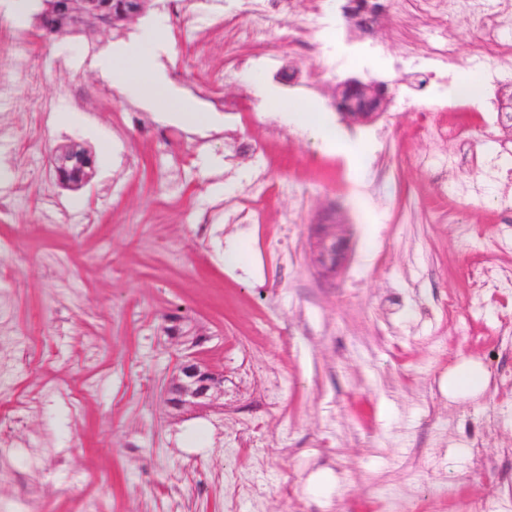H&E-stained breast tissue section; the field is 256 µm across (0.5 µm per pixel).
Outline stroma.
Here are the masks:
<instances>
[{
  "label": "stroma",
  "mask_w": 512,
  "mask_h": 512,
  "mask_svg": "<svg viewBox=\"0 0 512 512\" xmlns=\"http://www.w3.org/2000/svg\"><path fill=\"white\" fill-rule=\"evenodd\" d=\"M345 0H292L277 45L239 0L171 14L144 0L114 27L48 35L45 0H0V512H464L512 497V75L473 64L469 19L432 59L420 0H385L371 31ZM326 25L304 31L313 14ZM167 15L171 93L211 125L161 119L90 65ZM224 18L215 26L211 15ZM42 76L33 111L22 90ZM479 99L451 96L471 74ZM381 81L375 120L335 109L346 78ZM275 89L261 104L257 85ZM319 104L343 148L294 119ZM471 135L460 160L445 129ZM94 159L77 188L51 153ZM505 167L484 186L479 164ZM258 211L224 220V204ZM347 224L338 279L313 264L314 223ZM197 360L224 377L208 407L167 389ZM490 374L448 394L464 361ZM488 373L476 362H462L448 372V394L478 396L487 387Z\"/></svg>",
  "instance_id": "1"
}]
</instances>
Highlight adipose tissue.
<instances>
[{
    "label": "adipose tissue",
    "instance_id": "1",
    "mask_svg": "<svg viewBox=\"0 0 512 512\" xmlns=\"http://www.w3.org/2000/svg\"><path fill=\"white\" fill-rule=\"evenodd\" d=\"M169 39V25L166 18L161 16L155 20L148 40L133 39L101 51L92 64L123 92L151 97L159 111L180 113L182 120L195 124L199 118L190 101L168 97L166 71L160 58L168 51ZM122 58L136 62V69L120 67L118 61Z\"/></svg>",
    "mask_w": 512,
    "mask_h": 512
}]
</instances>
